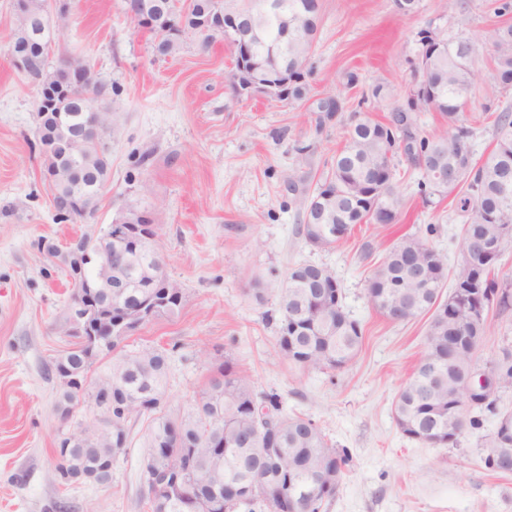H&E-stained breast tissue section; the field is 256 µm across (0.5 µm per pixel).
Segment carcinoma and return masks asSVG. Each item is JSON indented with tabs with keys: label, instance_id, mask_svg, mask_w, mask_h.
I'll list each match as a JSON object with an SVG mask.
<instances>
[{
	"label": "carcinoma",
	"instance_id": "cac0c4a2",
	"mask_svg": "<svg viewBox=\"0 0 512 512\" xmlns=\"http://www.w3.org/2000/svg\"><path fill=\"white\" fill-rule=\"evenodd\" d=\"M47 0H25L17 16L6 48L11 54L27 56L26 72L41 85V92L54 86L60 74L47 63L51 42ZM140 4L150 21L147 29L158 38L155 53L160 57L176 55L182 41L164 38L172 17L174 0H132ZM262 0H191L186 11L187 33L198 34L209 42L213 33L199 27L207 14H250L245 37L246 64L254 77L277 80L288 69V97L305 96L304 73L310 59L311 37L288 41L284 23L290 24L304 15L307 0H272L269 9L251 11ZM417 68L423 79L411 91L404 105L393 109L383 123L362 115L347 126L345 145L336 152L326 177L316 183L308 196L301 233L313 245L331 247L336 240H323V233L336 224H384L398 222L400 200L392 179L393 160L406 156L427 178L434 170L451 177L449 185H433L443 194L460 190V211L464 213L463 243L472 240L500 241L498 252L487 255L475 252L462 257L454 288L481 276L480 287L488 289L500 307L512 305V294L496 280L493 271L499 258L512 250V240L502 237L512 225V111L504 109L495 116V149L487 159H474L471 131L463 124L462 110L474 79L473 63L485 47L494 61L493 79L505 91L512 90V24L493 26L485 31L482 43L469 37L448 38L437 28L418 33ZM104 96V86L74 87L71 95L59 100L49 112L37 107L38 129L46 136L67 138L84 133L79 155L56 156L50 161L54 192L74 196L76 214H92L108 180L109 160L103 139L107 134V117L93 122L92 101ZM433 110L448 118V128L433 137L417 132L413 113ZM318 127L332 120L342 121L344 99L327 95L317 101ZM424 264L428 270L444 267L443 258L426 242L410 237L393 246L368 280L367 295L374 307L393 323L409 322L422 314H431L427 331V352L412 378L396 397V421L400 430L414 437L426 429L448 440V403L460 394L458 377L448 376V360L456 351L433 348L448 338V331L469 325V313L458 309L455 319H442L431 313L432 298L440 296L442 286L428 278L425 288L408 276L410 265ZM153 263H135L126 274L129 288L121 297L112 298V311L118 306L137 305L150 297L151 319L178 314L184 301L183 289L166 294L162 281L152 274ZM341 298L331 291L317 294L309 281H294L280 290L277 315V345L281 354L295 362L305 360L308 369L336 370L347 365L363 343L360 324L338 319ZM177 346L166 348L144 345L129 353H112L96 378L89 382L84 395L94 403L92 387L114 384L120 388L118 423L112 431L100 429L96 421L79 425L92 454L73 456L76 467L92 469L114 459L130 445L133 426L144 420L141 460L145 501L148 512H322L328 499L316 495L329 471H343L345 452L331 446L321 429L309 418L281 415V402L274 393L259 392L254 382L226 361L210 376L208 388L192 412L172 417L163 411L172 353ZM268 407L280 417L274 430L256 432L255 409ZM262 463L261 480H255L254 465ZM165 479L167 490L161 499L151 496L150 481ZM205 478L214 494L194 500L184 495L185 485Z\"/></svg>",
	"mask_w": 512,
	"mask_h": 512
}]
</instances>
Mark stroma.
<instances>
[{
	"mask_svg": "<svg viewBox=\"0 0 512 512\" xmlns=\"http://www.w3.org/2000/svg\"><path fill=\"white\" fill-rule=\"evenodd\" d=\"M68 25L58 31L50 66H88L105 97L112 125L108 186L96 211L58 220L37 145V82L0 47V512H147L140 459L141 426L112 464V481L60 482L56 450L63 427L54 362L69 347L61 324L74 292L47 244L67 249L111 224L133 205L150 212L166 274L184 291L177 316L150 321L123 349L172 344L166 397L172 415L192 410L224 360L258 390L279 395L284 413L311 418L345 450L336 497L323 512H512V474L487 469L485 446L501 414L512 413V387L499 390L494 410L475 419L454 445L409 439L393 419L397 392L427 350L428 316L393 323L371 305L366 281L388 250L408 237L426 241L455 272L464 219L456 194L424 196L422 170L397 157L398 224H365L340 244L319 248L297 232L306 192L327 174L344 141L336 122L317 126L316 98L341 94L348 111L387 121L421 79L417 33L426 27L459 33L460 13L444 0H419L402 14L395 0H321L312 41L307 94L301 100L237 96L230 76L234 52L223 36L209 48L187 36L178 54L155 58L150 31L124 11L123 0H68ZM464 109L475 159L491 152L494 118L512 109V91L492 78L480 52ZM386 85L385 98H372ZM309 145L298 163L296 143ZM305 176V192L284 189ZM323 266L339 280L346 312L363 329L347 366L308 370L285 359L266 314L290 268ZM512 350V307L491 306L473 365L484 371Z\"/></svg>",
	"mask_w": 512,
	"mask_h": 512,
	"instance_id": "35a3bbf8",
	"label": "stroma"
}]
</instances>
